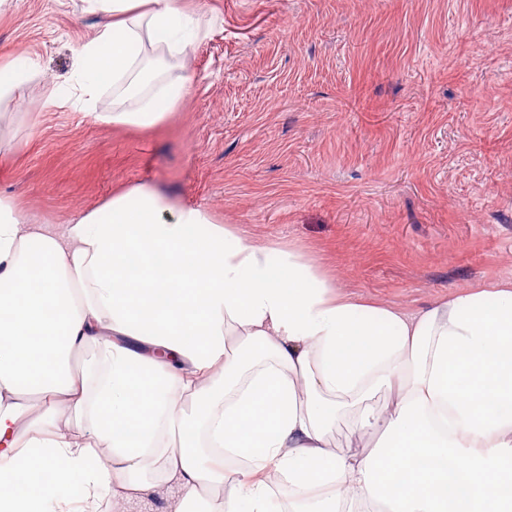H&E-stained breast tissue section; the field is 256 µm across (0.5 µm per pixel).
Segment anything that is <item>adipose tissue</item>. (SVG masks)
Instances as JSON below:
<instances>
[{
    "label": "adipose tissue",
    "instance_id": "obj_1",
    "mask_svg": "<svg viewBox=\"0 0 512 512\" xmlns=\"http://www.w3.org/2000/svg\"><path fill=\"white\" fill-rule=\"evenodd\" d=\"M81 2L107 22L69 95L92 110L111 89L103 124L163 123L187 83L150 54L186 57L196 15ZM341 417L369 452L332 450ZM170 484L171 512H512V283L407 313L144 183L61 232L0 198V512H100Z\"/></svg>",
    "mask_w": 512,
    "mask_h": 512
}]
</instances>
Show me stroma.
<instances>
[{
	"label": "stroma",
	"instance_id": "35a3bbf8",
	"mask_svg": "<svg viewBox=\"0 0 512 512\" xmlns=\"http://www.w3.org/2000/svg\"><path fill=\"white\" fill-rule=\"evenodd\" d=\"M208 32L164 123L57 106L102 23L80 0H0V197L64 226L134 183L291 246L405 312L512 281V0H181ZM36 67L37 62L33 59H26L24 62L2 61L0 63V101L9 98L14 90L29 78ZM4 75H10L11 78L4 81Z\"/></svg>",
	"mask_w": 512,
	"mask_h": 512
}]
</instances>
